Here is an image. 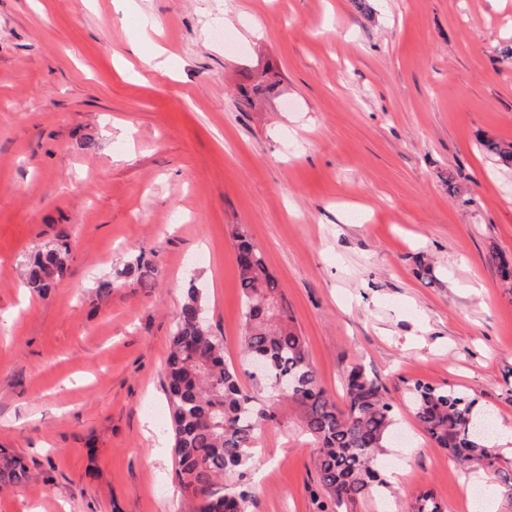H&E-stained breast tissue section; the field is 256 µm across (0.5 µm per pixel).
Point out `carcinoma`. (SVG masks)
<instances>
[{
	"mask_svg": "<svg viewBox=\"0 0 512 512\" xmlns=\"http://www.w3.org/2000/svg\"><path fill=\"white\" fill-rule=\"evenodd\" d=\"M485 149L512 168V142L488 139ZM245 332L242 351L266 364L250 376L253 392L244 390L233 364L224 360V341L200 320L198 289L188 292L170 337L164 370V392L174 439L176 475L190 512H248V495L224 492V474L242 477L255 459L256 429L277 421L276 404H293L313 439V466L331 503L340 508L386 488L379 456L395 429L393 406L385 387L360 366L347 374L337 400L320 385L308 358L306 341L291 325L278 280L270 273L246 232L232 231ZM70 248L61 238L36 252L26 285L44 295L69 270ZM153 261L138 255L118 272L123 282L154 286ZM288 385V393L279 387ZM409 401L424 434L448 450L453 461L472 471H492L500 495L512 498V467L501 466L497 449L485 431L488 421L475 418L476 399L451 387L414 380ZM28 479L18 455L0 448V489L16 488ZM413 512H442L433 494H419Z\"/></svg>",
	"mask_w": 512,
	"mask_h": 512,
	"instance_id": "1",
	"label": "carcinoma"
}]
</instances>
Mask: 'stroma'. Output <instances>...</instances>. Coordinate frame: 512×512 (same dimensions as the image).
Returning <instances> with one entry per match:
<instances>
[{
  "instance_id": "1",
  "label": "stroma",
  "mask_w": 512,
  "mask_h": 512,
  "mask_svg": "<svg viewBox=\"0 0 512 512\" xmlns=\"http://www.w3.org/2000/svg\"><path fill=\"white\" fill-rule=\"evenodd\" d=\"M363 2L0 0V448L29 466L0 512H183L157 414L169 336L203 289L240 364L237 224L321 386L341 397L359 365L394 406L386 492L346 512H409L425 491L474 512L473 488L496 485L449 467L404 386L461 390L512 429V172L479 144L512 141V0ZM155 50L164 68L143 69ZM266 67L277 88L239 110ZM62 232L69 274L29 292V257ZM140 251L154 287L99 300ZM257 435L225 491L247 490L249 512H320L297 410Z\"/></svg>"
}]
</instances>
